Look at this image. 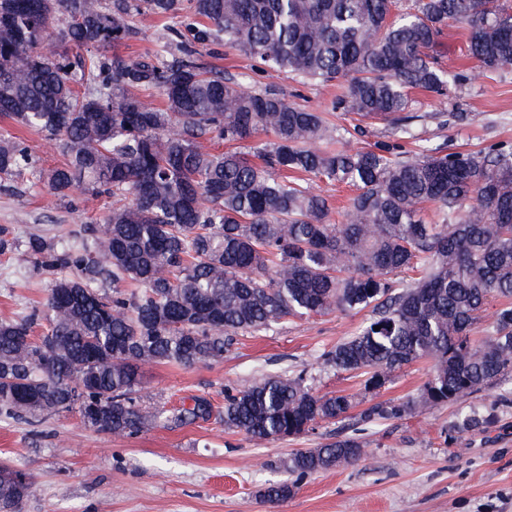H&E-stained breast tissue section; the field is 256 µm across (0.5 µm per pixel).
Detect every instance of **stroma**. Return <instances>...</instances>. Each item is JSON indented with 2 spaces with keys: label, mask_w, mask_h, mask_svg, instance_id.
<instances>
[{
  "label": "stroma",
  "mask_w": 512,
  "mask_h": 512,
  "mask_svg": "<svg viewBox=\"0 0 512 512\" xmlns=\"http://www.w3.org/2000/svg\"><path fill=\"white\" fill-rule=\"evenodd\" d=\"M137 39L116 46L119 55L162 53L168 20L138 14ZM199 63L227 75H249L256 87L271 88L289 102L321 113L329 124L352 120L336 109L344 85L313 84L284 72H261L253 59L215 41L197 46ZM421 137L449 150L476 152L498 142L512 143V66L480 77L438 98L413 95L409 109ZM463 112L461 123L440 125L442 113ZM30 149L27 170L0 183V226L18 240L37 234L78 245L85 224L103 223L112 208L107 196L74 186L70 203L48 192L42 175L64 158L54 140L0 118ZM51 286L21 252L0 256V319H15L42 305ZM370 310H335L293 319L270 333L237 337L222 359L191 368L146 366L143 398L165 407L169 418L133 437L116 438L86 427L79 414L63 413L29 424L0 417V461L33 482L21 512H512V381L469 398L401 420L366 424L362 409L416 396L428 376L426 362L395 373L379 391L364 392L349 372L323 367L324 351L357 333ZM307 369L315 392L354 393L359 405L343 418L319 423L304 434L255 443L220 420L225 387L244 388L268 373ZM208 399L209 420L175 422L193 398ZM484 423L463 427L465 412ZM355 435L365 444L358 461L343 463L297 480L293 455L337 438ZM299 481L287 500L271 503L264 489Z\"/></svg>",
  "instance_id": "35a3bbf8"
}]
</instances>
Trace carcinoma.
<instances>
[{
	"instance_id": "carcinoma-1",
	"label": "carcinoma",
	"mask_w": 512,
	"mask_h": 512,
	"mask_svg": "<svg viewBox=\"0 0 512 512\" xmlns=\"http://www.w3.org/2000/svg\"><path fill=\"white\" fill-rule=\"evenodd\" d=\"M141 12L178 19L170 58L99 54L138 38L131 20ZM450 23L464 26L479 74L512 65V6L502 0H0V115L57 141L64 163L45 176L57 200L70 201L78 181L120 201L105 223L85 227L79 246L24 242L52 286L42 307L0 321V415L76 411L94 431L131 437L165 418L140 395L142 367L216 361L237 336L335 309H372L322 355L364 390L430 362L417 397L374 403L365 423L461 402L511 378L512 144L472 154L425 139L411 157L397 143L359 147L320 113L195 57L197 45L222 39L263 72L343 79L344 111L389 120L415 139L409 92L445 97L473 80L439 62ZM213 140L235 148L212 151ZM30 164L29 148L1 134L0 174ZM302 174L355 189L339 220ZM426 204L438 223L424 220ZM495 299L486 334L473 340ZM355 403L314 393L302 369L225 389L221 421L263 443ZM211 415L197 399L176 419ZM362 454L344 437L295 453L291 470L300 480ZM296 488L275 484L265 496L283 501ZM31 491L25 474L0 466V502L11 512Z\"/></svg>"
}]
</instances>
